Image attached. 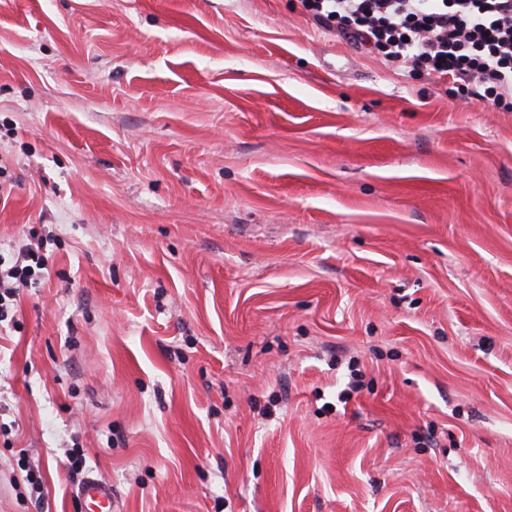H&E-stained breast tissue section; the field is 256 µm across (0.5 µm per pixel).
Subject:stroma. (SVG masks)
Wrapping results in <instances>:
<instances>
[{"instance_id": "obj_1", "label": "stroma", "mask_w": 512, "mask_h": 512, "mask_svg": "<svg viewBox=\"0 0 512 512\" xmlns=\"http://www.w3.org/2000/svg\"><path fill=\"white\" fill-rule=\"evenodd\" d=\"M37 240L0 512H512V107L300 0H0ZM79 496L91 508V512L116 511L112 500V488L97 478H88L81 486Z\"/></svg>"}]
</instances>
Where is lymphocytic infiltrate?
Returning a JSON list of instances; mask_svg holds the SVG:
<instances>
[{
	"label": "lymphocytic infiltrate",
	"instance_id": "lymphocytic-infiltrate-1",
	"mask_svg": "<svg viewBox=\"0 0 512 512\" xmlns=\"http://www.w3.org/2000/svg\"><path fill=\"white\" fill-rule=\"evenodd\" d=\"M323 25L383 51L403 69L420 68L512 98V0H303ZM48 260L32 246L0 257V301L43 281Z\"/></svg>",
	"mask_w": 512,
	"mask_h": 512
}]
</instances>
